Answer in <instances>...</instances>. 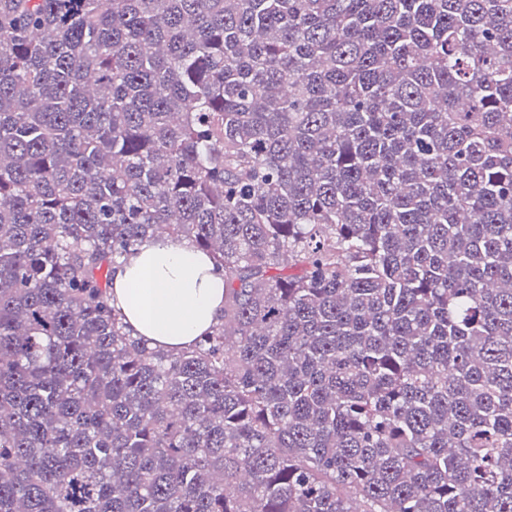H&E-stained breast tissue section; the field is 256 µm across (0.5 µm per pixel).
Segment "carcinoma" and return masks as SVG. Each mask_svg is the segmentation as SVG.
Masks as SVG:
<instances>
[{"instance_id": "1", "label": "carcinoma", "mask_w": 512, "mask_h": 512, "mask_svg": "<svg viewBox=\"0 0 512 512\" xmlns=\"http://www.w3.org/2000/svg\"><path fill=\"white\" fill-rule=\"evenodd\" d=\"M0 512H512V0H0ZM211 259L184 241L154 239L112 272V304L134 336L178 352L224 315V280Z\"/></svg>"}]
</instances>
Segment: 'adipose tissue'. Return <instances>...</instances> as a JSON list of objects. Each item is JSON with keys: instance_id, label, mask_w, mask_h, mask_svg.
<instances>
[{"instance_id": "obj_1", "label": "adipose tissue", "mask_w": 512, "mask_h": 512, "mask_svg": "<svg viewBox=\"0 0 512 512\" xmlns=\"http://www.w3.org/2000/svg\"><path fill=\"white\" fill-rule=\"evenodd\" d=\"M112 303L135 335L177 352L193 345L224 314V280L188 243L154 239L112 273Z\"/></svg>"}]
</instances>
